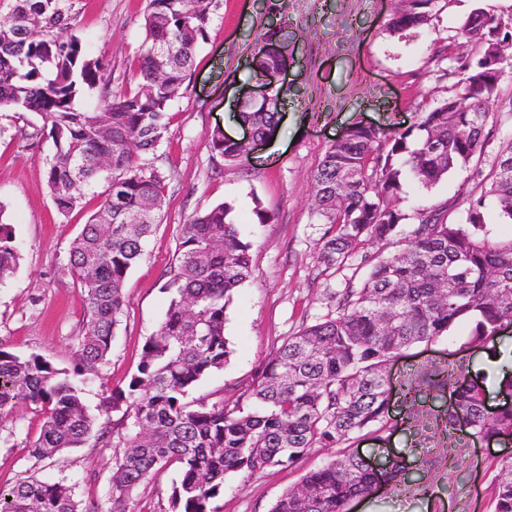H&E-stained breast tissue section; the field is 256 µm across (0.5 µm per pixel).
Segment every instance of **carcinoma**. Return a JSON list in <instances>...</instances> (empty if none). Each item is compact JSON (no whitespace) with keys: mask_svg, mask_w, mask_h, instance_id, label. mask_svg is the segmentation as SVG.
<instances>
[{"mask_svg":"<svg viewBox=\"0 0 512 512\" xmlns=\"http://www.w3.org/2000/svg\"><path fill=\"white\" fill-rule=\"evenodd\" d=\"M435 2L402 0L390 28L428 24ZM216 7L217 0H146L137 83L117 95L109 87L108 63L73 32L66 0H15L10 15L22 23L0 28V109L42 119L54 148L46 179L57 211L66 217L87 195L99 199L69 252L68 272L86 298L76 363L58 368L42 355L21 356L0 346V418L20 401L39 408L43 422L31 445L38 460L90 442L115 449L111 507L84 510L77 484L29 476L0 489V512H134L136 488L171 466L178 475L172 512H211V500L232 476L288 468L312 448L353 443L365 430L384 429L390 388L383 373L406 350L448 337L464 321L473 325L470 344L484 346L512 322V237H497L483 220L491 200L500 218L512 222V176L503 168L512 162V145L483 173L498 84L475 75L488 49L484 36L496 23L477 8L459 33L478 50L465 58L446 47L440 51L457 63L458 80L448 96L391 136L353 125L327 148L312 176V213L328 225L320 263L340 269L358 257L359 266L368 267L360 287L339 295L336 316L288 337L234 401L192 397L230 360L225 309L251 269V243L221 202L181 226L173 265L163 274L167 311L145 340L126 389L101 391L96 408H89L83 385L111 352L127 276L162 221L169 175L158 165V147ZM286 52L278 39L265 37L252 56L253 76L279 68ZM457 99L469 111H448ZM238 118L266 140L279 111L244 108ZM209 139L226 160L247 157L220 129ZM463 170L487 184L468 198L465 215L453 219L451 207L425 201L411 216L401 209L403 178L423 196ZM5 214L0 202V284L20 260ZM382 242L401 248L389 255L371 251ZM422 384L449 390L452 403L437 425L445 437L453 435L461 414L486 441L512 436V406L487 417L483 389L470 374L443 371L421 384L403 381V397ZM376 481L363 458L343 453L308 472L269 512H349L353 500L373 494ZM496 481L493 512H512L511 455L498 461Z\"/></svg>","mask_w":512,"mask_h":512,"instance_id":"1","label":"carcinoma"}]
</instances>
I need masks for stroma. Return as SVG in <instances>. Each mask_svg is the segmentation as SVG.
<instances>
[{
    "instance_id": "stroma-1",
    "label": "stroma",
    "mask_w": 512,
    "mask_h": 512,
    "mask_svg": "<svg viewBox=\"0 0 512 512\" xmlns=\"http://www.w3.org/2000/svg\"><path fill=\"white\" fill-rule=\"evenodd\" d=\"M68 2L79 35L94 55L107 60L113 92L132 88L145 0ZM479 7L512 22V0H438L429 25L399 33L388 28L392 0H220L160 148V163L171 175L163 220L127 277V306L108 360L86 387L88 406L98 403L102 389L125 387L136 372L144 341L168 307L162 275L175 258L180 226L214 203L231 206V222L251 242V273L226 310L231 358L199 384L196 396L220 392L235 400L288 336L334 314V295L352 271L321 268L318 243L325 227L311 213L312 174L331 141L350 124L402 129L415 112L446 97L455 78L439 49L456 43L460 25ZM272 31L281 32L288 44V68L278 78L287 95L277 132L247 160H225L212 150L208 135L219 127L242 137L233 104L253 85L248 62ZM42 125L33 113L0 110V202L22 243L18 269L0 284V344L70 368L86 307L65 265L96 201L88 199L86 208L69 217L58 214L46 185L53 146L41 135ZM488 126L486 169L498 149L512 141V72L498 84ZM470 332L465 322L450 338L408 350L388 368L392 386L447 369L468 370L484 378L489 404L497 406L503 370L484 350L469 347ZM447 407V395L420 391L412 408L395 402L380 436L357 439L354 448L364 457H399L408 471L374 496L353 501L351 512H493L501 448L475 444L460 431L446 440L436 424ZM42 421L41 412L27 403L0 417V487L30 475L64 477L77 483L83 504L103 512L109 505L113 449L88 445L36 460L29 445ZM332 454L314 448L295 467L232 478L211 506L214 512H268L284 491ZM175 477V470L167 469L144 481L133 494L135 512H170Z\"/></svg>"
}]
</instances>
